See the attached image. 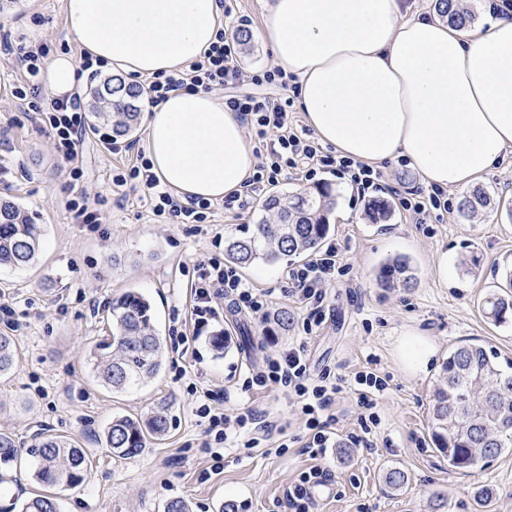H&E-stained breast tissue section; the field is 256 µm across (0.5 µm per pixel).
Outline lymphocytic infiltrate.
<instances>
[{"label":"lymphocytic infiltrate","mask_w":512,"mask_h":512,"mask_svg":"<svg viewBox=\"0 0 512 512\" xmlns=\"http://www.w3.org/2000/svg\"><path fill=\"white\" fill-rule=\"evenodd\" d=\"M289 85L288 77L277 68L243 71L235 40L225 32H217L215 42L201 58L178 73H158L146 78L145 90L154 103L178 90L224 91L225 106L236 112L250 131L257 159L242 191L225 197L219 205L197 197L178 198L151 172L144 151L136 150L131 143L121 146L115 142L110 144V151L124 150L130 162L113 174V186L122 187L130 182L139 185L144 190L142 199L152 214L176 224L209 223L219 208L235 212L287 174L310 181L318 174L331 173L348 179L361 198L388 188L381 170L341 157L314 141L309 129L296 117L294 99L287 93ZM40 116L52 132L58 155L73 163L87 127L79 95L50 99ZM391 191L402 210L417 224L429 223L435 212L450 209L447 191L438 187ZM344 270L341 252L331 244L287 272L288 293L301 305L304 335L310 336L323 329L327 322L325 286L343 275ZM268 297V290L253 287L235 267L212 256L200 260L196 266V278L190 283L187 319L194 331H201L219 319L218 302L225 298L263 322L269 314ZM272 387L285 388L295 397L298 413L311 432L312 447L326 450L336 420L331 408L341 390L340 385L327 379L312 380L303 347L291 345L253 369L244 379L241 390L246 393ZM199 395L202 399L199 413L206 420V432L213 435L219 445L218 450L211 453L215 464H222L223 448L237 447L246 435L268 431L272 426L271 421L259 413L249 411L232 416L224 414L223 410L211 409L212 391L208 387H201Z\"/></svg>","instance_id":"f902f5d3"}]
</instances>
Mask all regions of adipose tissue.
I'll return each instance as SVG.
<instances>
[{
  "mask_svg": "<svg viewBox=\"0 0 512 512\" xmlns=\"http://www.w3.org/2000/svg\"><path fill=\"white\" fill-rule=\"evenodd\" d=\"M259 37L295 76L306 125L337 155L407 160L426 185L464 191L512 149V16L461 31L403 0H261ZM64 27L112 74L145 78L199 58L224 28L217 0H63ZM45 93L71 96L77 65L55 56ZM142 147L162 185L212 203L241 190L253 148L215 92L146 105Z\"/></svg>",
  "mask_w": 512,
  "mask_h": 512,
  "instance_id": "adipose-tissue-1",
  "label": "adipose tissue"
}]
</instances>
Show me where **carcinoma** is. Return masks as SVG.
Wrapping results in <instances>:
<instances>
[{
  "label": "carcinoma",
  "mask_w": 512,
  "mask_h": 512,
  "mask_svg": "<svg viewBox=\"0 0 512 512\" xmlns=\"http://www.w3.org/2000/svg\"><path fill=\"white\" fill-rule=\"evenodd\" d=\"M434 8L448 23L465 27L473 21L468 8H453L452 0H435ZM92 114L98 122L112 126V135L127 136L140 117L139 91L120 77H113L90 90ZM490 204L484 190L466 194L459 212L467 218ZM335 196L327 185L306 192L268 196L264 210L273 219H261L252 234L229 242L224 249L228 262L245 267L258 260L273 263L317 250L328 236V215ZM369 217L385 221L390 207L383 200L368 204ZM43 227L18 205L0 202V269L21 268L39 256ZM415 277L408 260L396 258L383 264L379 282L386 288L413 286ZM488 318L506 320L512 312V294L492 291L482 303ZM111 331L88 352L92 371L114 392H123L155 378L164 365V347L155 326L150 301L141 293L126 291L112 300ZM16 339L0 334V374L16 363ZM167 408L160 407L147 419L128 416L112 419L105 431V447L119 457L135 456L148 438L167 430ZM431 434L436 447L448 460V468L469 474L489 462L512 454V361L475 343H459L443 363L441 383L430 413ZM34 458L33 479L43 485L71 489L81 485L90 468L86 449L75 442L43 433L29 449ZM20 445L9 432H0V483L17 462ZM19 512H59L53 496L37 495L12 503Z\"/></svg>",
  "instance_id": "cac0c4a2"
}]
</instances>
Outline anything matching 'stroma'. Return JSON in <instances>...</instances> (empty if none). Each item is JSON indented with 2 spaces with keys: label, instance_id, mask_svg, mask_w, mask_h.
<instances>
[{
  "label": "stroma",
  "instance_id": "stroma-1",
  "mask_svg": "<svg viewBox=\"0 0 512 512\" xmlns=\"http://www.w3.org/2000/svg\"><path fill=\"white\" fill-rule=\"evenodd\" d=\"M0 199L33 214L44 234L36 265L0 269V294L17 298L23 313L16 332L15 368L0 376V430L31 442L42 428L79 441L93 458L84 483L61 491V512H165L168 502L186 500L191 512H291L288 490L311 466L330 482L327 495L314 499L312 512H512V455L498 458L475 474L452 472L435 448L429 411L441 379V365L457 343L470 340L512 359V321L486 318L483 297L505 287L512 271V153L485 176L481 187L490 205L471 219L461 218L459 194L449 191L451 211L430 224L412 223L400 208L375 224L348 180L330 173L336 198L329 220V242L341 250L344 276L327 286L331 316L319 333L303 335L301 312L285 296V274L300 258L257 262L243 270L254 287L271 289L273 310L288 309V330L263 335L249 315L224 304L220 322L205 328L196 342L197 362L186 366L173 347L189 309L187 283L195 265L223 255L228 239L251 235L265 212L254 201L212 224H172L152 215L139 200L140 189L112 185L119 156L105 149V126L88 129L75 162L52 146L49 127L40 124L42 98L21 101L11 95L23 77L21 54L32 45L50 54L82 51L67 35L61 0H6L0 8ZM79 166L96 226L72 223L69 169ZM129 205H119L121 195ZM407 257L415 274L412 288H383L380 266ZM151 303L164 343L166 362L149 383L115 393L103 387L87 362L93 341L109 328L108 303L127 290ZM223 335V351L211 339ZM304 346L313 378L350 381L371 367L387 382L376 412L371 448L353 444L368 416L356 393L336 396L333 441L326 452L307 453L310 432L292 398L279 389L244 393L248 367L261 365L279 349ZM228 393L225 408H250L276 421L286 453L268 441L252 448H228L224 468L212 469L210 438L197 414L194 385ZM168 403V428L132 457L105 448L103 433L117 416L146 417ZM391 468L405 472L397 490L383 483Z\"/></svg>",
  "mask_w": 512,
  "mask_h": 512
}]
</instances>
